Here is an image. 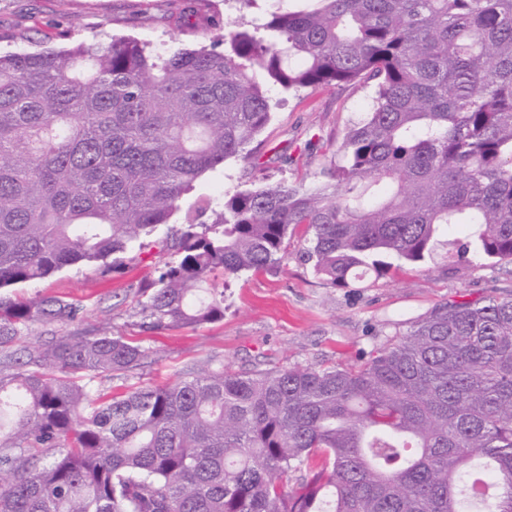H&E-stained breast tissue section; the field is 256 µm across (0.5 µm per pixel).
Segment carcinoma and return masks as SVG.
<instances>
[{
	"label": "carcinoma",
	"mask_w": 512,
	"mask_h": 512,
	"mask_svg": "<svg viewBox=\"0 0 512 512\" xmlns=\"http://www.w3.org/2000/svg\"><path fill=\"white\" fill-rule=\"evenodd\" d=\"M181 25L206 22L182 0ZM224 50L135 39L0 55V289L123 254L197 181L255 163L268 88L373 84L313 185H254L138 302L155 330L224 318V280L303 257L348 288L425 260L512 262V0H269ZM0 296V512H512V293L445 302L348 367L207 369L108 398L149 349ZM295 482L288 492L285 486Z\"/></svg>",
	"instance_id": "obj_1"
}]
</instances>
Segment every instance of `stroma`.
<instances>
[{"label": "stroma", "instance_id": "1", "mask_svg": "<svg viewBox=\"0 0 512 512\" xmlns=\"http://www.w3.org/2000/svg\"><path fill=\"white\" fill-rule=\"evenodd\" d=\"M179 8L180 0H0V52L58 50L78 40L114 37L137 39L160 54L176 41L212 47L215 29H181ZM271 96L279 105L254 145L271 181H295L321 171L346 126L369 109L371 89L362 84L319 87L299 100L275 88ZM255 175L250 163L229 162L204 175L171 222L120 259L68 266L9 288L17 298L56 297L79 309L71 323L33 325L30 342L88 335L110 322L114 331L152 350L137 369L100 379L102 393L120 396L132 384L158 386L210 366L246 371L289 363L350 365L395 328L439 304L512 293V263L474 259L453 264L438 254L357 287L340 288L304 260L299 228L290 234L288 256L280 266L229 282L215 276L214 287L225 291L223 320L162 331L142 327L139 292L158 278L171 256L160 250V242L181 229L186 213L250 187Z\"/></svg>", "mask_w": 512, "mask_h": 512}]
</instances>
